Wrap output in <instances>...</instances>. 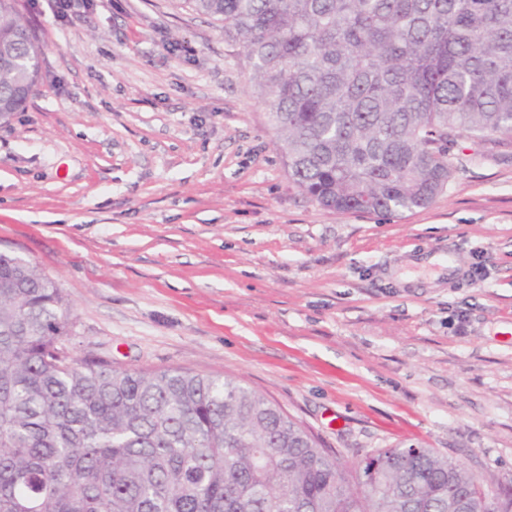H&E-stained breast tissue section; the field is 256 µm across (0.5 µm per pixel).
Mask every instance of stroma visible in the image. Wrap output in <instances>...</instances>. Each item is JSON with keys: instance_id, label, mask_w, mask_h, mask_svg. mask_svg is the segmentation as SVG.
<instances>
[{"instance_id": "stroma-1", "label": "stroma", "mask_w": 512, "mask_h": 512, "mask_svg": "<svg viewBox=\"0 0 512 512\" xmlns=\"http://www.w3.org/2000/svg\"><path fill=\"white\" fill-rule=\"evenodd\" d=\"M19 7L42 61L0 121V251L62 289L72 356L241 382L345 470L419 444L512 484V144H461L427 207L337 214L293 183L220 22Z\"/></svg>"}]
</instances>
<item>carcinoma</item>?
<instances>
[{"instance_id":"carcinoma-1","label":"carcinoma","mask_w":512,"mask_h":512,"mask_svg":"<svg viewBox=\"0 0 512 512\" xmlns=\"http://www.w3.org/2000/svg\"><path fill=\"white\" fill-rule=\"evenodd\" d=\"M242 47L295 185L339 214L399 215L447 187L453 150L512 139V0H187ZM42 49L0 0V120ZM70 306L0 252V512H512L423 446L346 475L281 407L183 369L69 356Z\"/></svg>"}]
</instances>
